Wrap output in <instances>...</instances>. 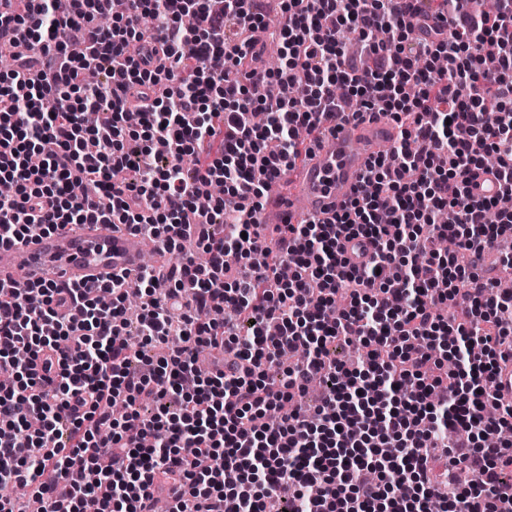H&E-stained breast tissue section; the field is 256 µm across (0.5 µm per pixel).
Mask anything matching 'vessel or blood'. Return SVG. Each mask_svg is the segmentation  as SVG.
<instances>
[{"mask_svg": "<svg viewBox=\"0 0 512 512\" xmlns=\"http://www.w3.org/2000/svg\"><path fill=\"white\" fill-rule=\"evenodd\" d=\"M399 130L385 118L343 120L310 158L284 169L273 182L257 215L263 244L274 241V229L339 212L353 196L368 164L390 154ZM165 254L162 241L118 230L112 224H83L37 234L0 246V285H33L54 274L62 283L82 285L112 274L131 275L146 254Z\"/></svg>", "mask_w": 512, "mask_h": 512, "instance_id": "obj_1", "label": "vessel or blood"}]
</instances>
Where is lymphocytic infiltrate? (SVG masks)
<instances>
[{
    "mask_svg": "<svg viewBox=\"0 0 512 512\" xmlns=\"http://www.w3.org/2000/svg\"><path fill=\"white\" fill-rule=\"evenodd\" d=\"M126 2L118 14L113 0L0 13V55L28 47L0 74V182L15 189L0 199V245L103 223L179 255L165 276L144 266L131 281L0 287V373L14 378L0 388V512H18L20 484L44 512L89 499L96 512H156L171 484L167 512H266L282 488L284 512H512V440H489L512 428L496 392L512 293L458 260L512 230V0L491 13L483 0L428 12L282 0L274 27L257 0ZM106 63L122 84L87 87ZM337 113L390 117L400 140L332 221L288 225L264 247L267 190ZM485 172L498 182L489 198L474 192ZM215 183L223 194L198 207ZM344 236L373 243L361 266ZM132 289L137 348L124 340ZM336 339L362 342L358 363L330 358ZM153 344L165 353L145 355ZM204 348L222 362L202 377ZM316 379L322 397L304 405ZM143 397L156 413L137 411Z\"/></svg>",
    "mask_w": 512,
    "mask_h": 512,
    "instance_id": "f902f5d3",
    "label": "lymphocytic infiltrate"
}]
</instances>
